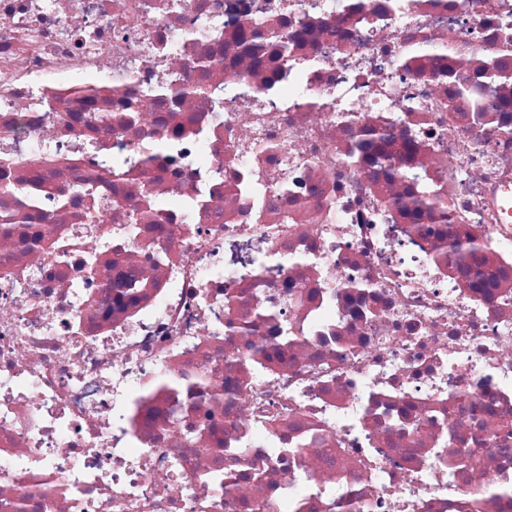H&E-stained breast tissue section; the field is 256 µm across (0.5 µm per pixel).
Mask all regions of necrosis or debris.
I'll use <instances>...</instances> for the list:
<instances>
[{
    "instance_id": "4bbe7bcc",
    "label": "necrosis or debris",
    "mask_w": 512,
    "mask_h": 512,
    "mask_svg": "<svg viewBox=\"0 0 512 512\" xmlns=\"http://www.w3.org/2000/svg\"><path fill=\"white\" fill-rule=\"evenodd\" d=\"M512 0H0V512H512Z\"/></svg>"
}]
</instances>
